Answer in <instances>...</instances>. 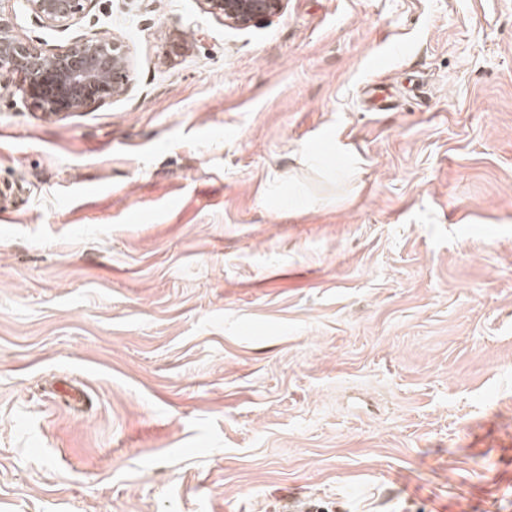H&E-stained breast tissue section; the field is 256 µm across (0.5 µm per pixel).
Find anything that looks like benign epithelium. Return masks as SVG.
<instances>
[{"label": "benign epithelium", "mask_w": 512, "mask_h": 512, "mask_svg": "<svg viewBox=\"0 0 512 512\" xmlns=\"http://www.w3.org/2000/svg\"><path fill=\"white\" fill-rule=\"evenodd\" d=\"M35 18L63 23L84 11L87 0H22ZM208 12L234 27L256 25L283 0H202ZM0 74L14 76L30 105L48 117L78 112L124 95L131 85L129 49L116 36H80L44 50L12 34L0 12Z\"/></svg>", "instance_id": "benign-epithelium-1"}]
</instances>
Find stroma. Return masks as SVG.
<instances>
[{
    "label": "stroma",
    "mask_w": 512,
    "mask_h": 512,
    "mask_svg": "<svg viewBox=\"0 0 512 512\" xmlns=\"http://www.w3.org/2000/svg\"><path fill=\"white\" fill-rule=\"evenodd\" d=\"M9 10L132 81L0 78V512H512V0ZM0 1V74L14 76L30 105L61 116L124 95L131 85L129 49L116 36H80L44 50L12 34ZM35 18L49 23H63L76 18L84 11L89 0H21ZM208 12L224 17L225 25L249 27L274 15L283 6V0H202Z\"/></svg>",
    "instance_id": "stroma-1"
}]
</instances>
